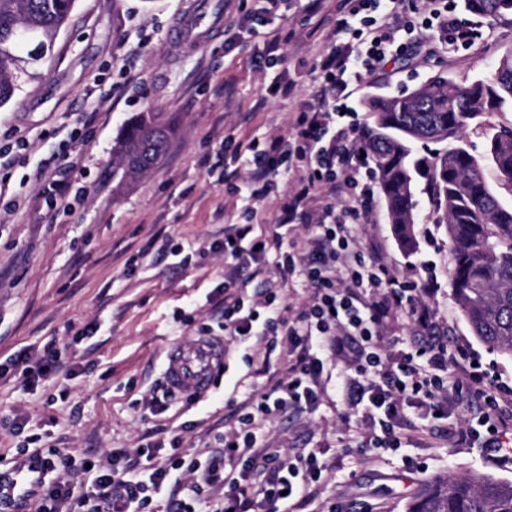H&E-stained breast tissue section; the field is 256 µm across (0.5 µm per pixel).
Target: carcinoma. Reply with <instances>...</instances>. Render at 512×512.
<instances>
[{
    "instance_id": "cac0c4a2",
    "label": "carcinoma",
    "mask_w": 512,
    "mask_h": 512,
    "mask_svg": "<svg viewBox=\"0 0 512 512\" xmlns=\"http://www.w3.org/2000/svg\"><path fill=\"white\" fill-rule=\"evenodd\" d=\"M75 0H0V107L14 97L22 26L47 42L66 23ZM484 16L512 14V0H468ZM364 149L383 195L389 223L408 251L417 193L426 195L433 223L445 226L450 284L462 316L488 348L512 356V207L487 183L482 160L471 153L466 131L491 112L512 111V55L493 77L467 86L439 80L400 97L371 96ZM174 126L156 113L138 115L123 130L114 155L124 174L154 166ZM486 160L512 184V127H488ZM442 148L432 151L428 144ZM409 512H512V482L490 475L426 481Z\"/></svg>"
}]
</instances>
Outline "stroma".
<instances>
[{
    "instance_id": "1",
    "label": "stroma",
    "mask_w": 512,
    "mask_h": 512,
    "mask_svg": "<svg viewBox=\"0 0 512 512\" xmlns=\"http://www.w3.org/2000/svg\"><path fill=\"white\" fill-rule=\"evenodd\" d=\"M190 0H75L51 52L28 60L20 50L15 95L0 107V363L23 347L70 342L75 330L94 326L79 344L78 368L27 388L19 372L0 377V469L23 448L57 449L109 465L112 449L129 453L179 438L184 454L205 459L223 450L237 426L226 405L246 373L245 345L225 340L224 374L198 403L179 402L155 413L150 394L163 379L167 348L218 335L224 255L211 251L232 224L274 223L298 188L294 173L279 172L277 193L256 205L228 196L217 174L225 135L246 143L289 138L298 113L318 86L316 66L329 46L333 21L346 0H283L266 34L249 35L256 0H236L224 24L200 45L170 38ZM484 37L448 53L433 43L388 62L365 94L408 95L445 78L465 86L492 75L512 54V15L483 16ZM279 48L264 69L252 60ZM160 112L176 130L161 160L147 173L124 177L113 148L128 122ZM49 166L70 172V187L55 208L34 209L25 199L39 184L32 174ZM420 209L417 251L405 252L385 205L355 225L363 247L376 248L394 277L419 279L433 267L439 289L427 296L435 320L454 346L475 356L489 381L512 387V356L489 350L461 315L449 279L448 236ZM188 253V265L164 256L169 246ZM191 319L179 322L177 311ZM334 381L319 406L302 416L277 415L264 438L290 454L323 451L321 486L291 512H408L422 481L486 473L512 481V456L498 458L481 440L454 442L449 432L468 427L459 411L428 423L429 435L401 448H360L355 419L345 418ZM24 421L22 434L5 420Z\"/></svg>"
}]
</instances>
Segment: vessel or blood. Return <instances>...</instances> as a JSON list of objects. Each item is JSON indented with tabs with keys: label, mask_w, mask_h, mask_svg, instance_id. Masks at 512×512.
Listing matches in <instances>:
<instances>
[{
	"label": "vessel or blood",
	"mask_w": 512,
	"mask_h": 512,
	"mask_svg": "<svg viewBox=\"0 0 512 512\" xmlns=\"http://www.w3.org/2000/svg\"><path fill=\"white\" fill-rule=\"evenodd\" d=\"M224 23L223 0H191V5L172 30L179 43L199 42L203 33ZM224 368V345L202 337L188 345L171 347L166 355L169 387L182 394L205 395ZM46 481L40 459L28 458L0 470V512H33Z\"/></svg>",
	"instance_id": "obj_1"
}]
</instances>
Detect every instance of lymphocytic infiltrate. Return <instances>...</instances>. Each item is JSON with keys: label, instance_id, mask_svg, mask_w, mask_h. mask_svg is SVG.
<instances>
[{"label": "lymphocytic infiltrate", "instance_id": "f902f5d3", "mask_svg": "<svg viewBox=\"0 0 512 512\" xmlns=\"http://www.w3.org/2000/svg\"><path fill=\"white\" fill-rule=\"evenodd\" d=\"M349 8L337 16L333 39L319 62L318 104L299 113L291 139L267 143L223 141L224 177L236 175L240 161L249 165L244 185L232 182L233 193L247 191L257 203L277 188L282 165L295 168L299 188L281 209L274 230L259 233L251 224H232L224 230V256L233 267L265 270V259L278 250L283 278L304 277L313 290L310 303L292 313L284 297L267 291L261 303L241 293L225 294L221 316L225 335L255 340L273 351L278 342L290 347L285 377L259 385L255 372L237 382L241 399L234 404L239 428L224 438L222 455L204 462L183 463L176 456L150 472L136 471L126 449L112 451L109 467L92 464L91 491H83L57 478L70 462L59 453H43L48 472L36 512H154V499L179 470L195 476L188 495L169 512H196L205 488L223 490L214 512H279L281 505L303 496L320 482L325 469L319 449L292 456L263 445L267 422L288 411L313 409L321 399V377L330 357L354 349L352 371L343 375L341 389L347 410L373 429L370 447L397 449L400 430L412 418L447 414L477 394L490 408L499 405L497 388L486 382L479 367L455 375L448 339L441 336L431 313L421 301L434 291L436 281L424 286L402 282L388 274L379 254L356 244L348 221L368 215L374 206L373 176L361 152L358 111L352 100L383 65L387 55L402 53L423 28L438 34L452 47H469L482 39L480 27L461 22L458 0H348ZM341 185L346 194L343 209L324 205L319 213L307 207L311 190ZM291 224L312 227L308 251L297 256L283 251L282 230ZM413 320L417 339L406 343L396 337L384 340L383 328L399 316ZM20 370L25 384L33 385L53 375L71 376L74 368L56 342L42 352L23 348L9 363L0 364V376Z\"/></svg>", "mask_w": 512, "mask_h": 512}]
</instances>
